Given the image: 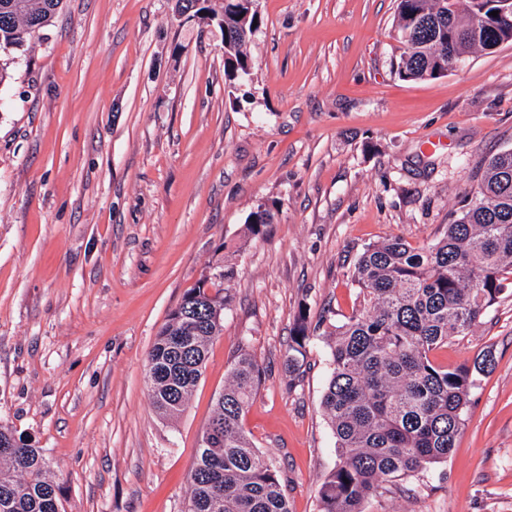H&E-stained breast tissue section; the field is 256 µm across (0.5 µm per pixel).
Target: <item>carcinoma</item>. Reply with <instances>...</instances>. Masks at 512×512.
<instances>
[{"label": "carcinoma", "instance_id": "1", "mask_svg": "<svg viewBox=\"0 0 512 512\" xmlns=\"http://www.w3.org/2000/svg\"><path fill=\"white\" fill-rule=\"evenodd\" d=\"M224 13V77L253 65L247 44L257 10L237 0H208ZM60 0H0V53L26 45L48 26ZM486 0H398L405 80L444 76L474 49L512 42V16L486 25ZM272 208L260 205L247 230L266 234ZM189 289L159 332L148 357L155 409L175 419L202 376L208 346L223 330L230 271L213 267ZM351 280L358 306L328 333L331 372L321 408L336 438L339 463L318 490L319 512H364L396 484L447 461L491 353L453 370L431 359L448 339L469 333L512 286V148L495 154L473 198L443 236L413 247L400 237L370 245ZM309 328L299 309L285 366L290 388L303 373ZM262 384L248 351L234 360L215 401L188 478L189 512H291L280 471L262 459L244 417ZM42 449L0 427V512H58L57 487Z\"/></svg>", "mask_w": 512, "mask_h": 512}]
</instances>
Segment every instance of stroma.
<instances>
[{"mask_svg":"<svg viewBox=\"0 0 512 512\" xmlns=\"http://www.w3.org/2000/svg\"><path fill=\"white\" fill-rule=\"evenodd\" d=\"M249 75L175 0H61L0 87V427L43 450L62 512H188L187 476L240 347L265 380L244 424L292 512L337 463L322 325L390 236H441L512 147V42L404 80L397 0H258ZM269 234L245 237L258 206ZM231 299L186 410L152 404L148 356L216 263ZM304 373L285 355L299 308ZM494 362L446 462L365 512H512V288L432 360Z\"/></svg>","mask_w":512,"mask_h":512,"instance_id":"obj_1","label":"stroma"}]
</instances>
